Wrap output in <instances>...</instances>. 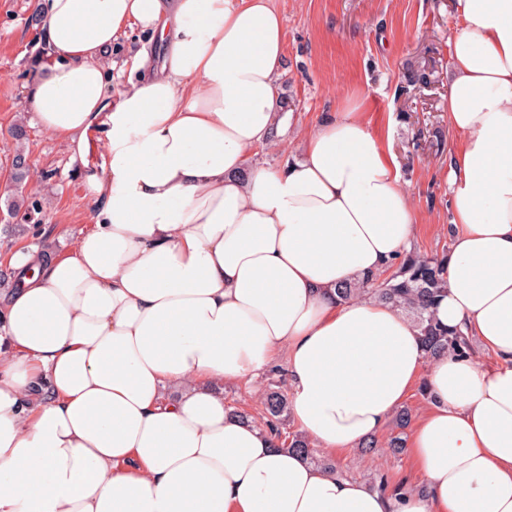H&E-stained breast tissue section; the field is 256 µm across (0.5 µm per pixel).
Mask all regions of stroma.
Listing matches in <instances>:
<instances>
[{"label": "stroma", "instance_id": "obj_1", "mask_svg": "<svg viewBox=\"0 0 512 512\" xmlns=\"http://www.w3.org/2000/svg\"><path fill=\"white\" fill-rule=\"evenodd\" d=\"M45 0H0V273L19 248L49 246L65 252L93 222L96 204L83 182L84 168H101V131L87 135L83 161H71L67 145L40 129L27 100L47 52L44 27L33 15ZM285 24L284 72L279 91L290 102L281 113L282 147L259 150L265 166L278 168L288 143L330 112L357 104L394 155L417 215L412 248L433 256L448 252L453 238L448 210L450 153L458 140L449 128L448 25L456 0H272ZM158 55L149 34L129 31L108 58L113 94L130 71L125 60L138 49ZM24 123L29 164L36 174L26 190L42 204L29 215L10 216L6 196L18 192L11 160L17 145L10 130ZM380 435L373 451L333 455L337 471L388 484L419 487L410 453L392 455Z\"/></svg>", "mask_w": 512, "mask_h": 512}]
</instances>
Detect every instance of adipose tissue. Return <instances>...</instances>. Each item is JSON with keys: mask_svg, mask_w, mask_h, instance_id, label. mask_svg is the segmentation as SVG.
<instances>
[{"mask_svg": "<svg viewBox=\"0 0 512 512\" xmlns=\"http://www.w3.org/2000/svg\"><path fill=\"white\" fill-rule=\"evenodd\" d=\"M110 103L105 58L132 27ZM41 128L80 153L92 227L14 252L0 289V512H512V0H457L449 209L437 321L477 355L426 359L413 321L336 288L398 262L415 214L381 138L346 108L276 145L284 20L270 0H47ZM480 352V353H481ZM282 369L298 433L329 453L379 436L417 389L423 491H380L279 448L228 384ZM144 48L151 56H157L161 52V46L158 42L151 40L148 33H143L136 29L129 30L128 37L120 40L112 46L111 53L108 54L107 66L109 84L112 86V98L110 101L114 104L125 85L128 84L130 71L123 67L124 61L131 56L137 49ZM112 61L116 63L112 70ZM104 139L100 129L87 134V147L84 155L85 165L91 169H101L104 162Z\"/></svg>", "mask_w": 512, "mask_h": 512, "instance_id": "obj_1", "label": "adipose tissue"}]
</instances>
